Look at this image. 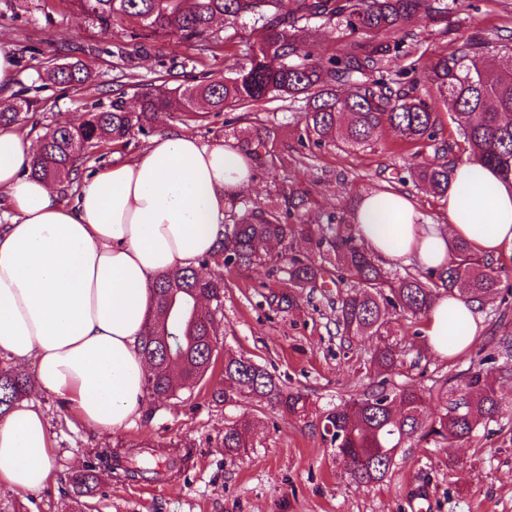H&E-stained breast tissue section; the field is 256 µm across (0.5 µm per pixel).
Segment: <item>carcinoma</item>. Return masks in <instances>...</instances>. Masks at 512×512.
I'll return each instance as SVG.
<instances>
[{"label":"carcinoma","instance_id":"1","mask_svg":"<svg viewBox=\"0 0 512 512\" xmlns=\"http://www.w3.org/2000/svg\"><path fill=\"white\" fill-rule=\"evenodd\" d=\"M74 9L93 22L108 26L114 18L137 21L148 33L161 31L204 53L224 48L214 29L216 19L248 21L261 31L245 64L226 67L221 80H201L191 85L150 87L133 102L121 93L109 105L94 102L78 126L57 122L43 136L39 152L30 163L33 177L58 184L66 192L82 167L105 147L120 153L137 135L153 133L158 112L185 124L200 116L203 103L214 114L242 110L252 123L242 149L251 156L275 162L278 131L260 119L258 111L273 101L302 104L299 138L321 146L333 143L346 149L372 146L378 133L389 129L403 142L416 144L437 138L440 118L416 86L387 76L399 44L390 35L417 14L445 21L447 0H70ZM334 21L351 33L369 37L365 45H351L327 60L314 55L298 38L309 23ZM483 40L470 41L441 53L430 67L429 81L453 110L452 120L462 131L474 159L512 175V69L491 72L481 67ZM47 79L82 86L91 72L81 61H67L45 70ZM31 102L19 99L0 104V126L22 128L29 119ZM452 165L419 164L410 171L416 183L444 197ZM307 191L284 181L277 196L284 208L230 201L224 239L199 264L214 263L227 270L263 266L273 260L268 244L288 245L296 232L309 224H286L282 211L293 214L303 205ZM315 244L333 257L340 281L353 282L339 301L336 325L348 336H368L376 346L370 371L373 381L362 397L322 415L321 437L351 481L358 485L382 482L407 443L439 437L466 442L512 409V401L489 382L485 365L496 359L512 361V336L491 340L492 353L471 362L468 369L443 380L438 388L442 402L433 417L426 413L423 390L392 380L404 365V354L391 342L394 317L428 314L443 293L464 298H490L501 291L503 267L464 242L455 245L448 264L437 269L405 271L391 275L364 244L353 226L333 216L318 224ZM324 267L298 257L288 258V290L274 295L277 306L297 305L298 290L313 287ZM224 301V275L205 277L194 268H177L155 285L153 310L148 318L141 353L151 366L145 388L156 399L177 396L193 387L212 367V345L218 335L217 312ZM224 388L215 391L217 403L237 400L265 403L290 415L304 416L307 398L275 380L263 366L243 356L224 355ZM29 378L0 371V417L28 394ZM250 447L249 430L239 421L224 423V455L235 459ZM123 478L160 479L175 464L154 457L148 442L139 444L121 466ZM96 466L87 465L71 477L82 496L93 494Z\"/></svg>","mask_w":512,"mask_h":512}]
</instances>
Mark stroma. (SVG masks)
<instances>
[{
  "instance_id": "obj_1",
  "label": "stroma",
  "mask_w": 512,
  "mask_h": 512,
  "mask_svg": "<svg viewBox=\"0 0 512 512\" xmlns=\"http://www.w3.org/2000/svg\"><path fill=\"white\" fill-rule=\"evenodd\" d=\"M136 23L116 19L111 26L93 24L76 12L70 0H28L26 9L0 0V38L15 49L17 76L10 96L34 100L27 131L40 139L55 122L80 116L87 104L112 90L121 75L131 79L124 91L134 97L141 85L176 87L204 76L222 78L227 58L246 62L259 37L251 24L222 23L224 51L197 56L175 37L160 34L139 48L132 34ZM412 56L397 59L394 69H407V79L425 92L438 112L442 129L436 141L412 146L382 132L365 150H341L335 145L301 147L300 104L272 102L261 116L280 131L278 158L269 164L253 161L255 179L241 199L273 205L276 188L290 180L308 190L309 203L291 216V223L317 222L335 213L350 218L364 193L384 186L412 196L423 222L443 224L446 208L441 199L408 179L417 163L440 161L444 142L455 145L453 159L469 153L459 146L460 135L449 118V108L428 81L431 62L444 50L475 36L486 43L480 63L502 69L512 62V0H456L447 24L416 17L404 30ZM301 39L322 58L338 54L345 45L361 40L336 25L318 21L306 27ZM64 58L82 60L92 71V83L76 88L39 78L38 73ZM251 128L238 112L226 111L189 122L186 131L202 141L243 142ZM506 271L502 286L507 300L491 299L481 307L477 339L466 353L441 357L427 346L425 320L399 318L392 339L408 350V362L396 374L397 382H412L424 389L428 414L439 401L431 389L435 380L468 367L471 358L489 350L491 338L512 335V251L499 255ZM287 261L277 272L255 266L225 273L224 319L219 326L214 368L190 391L178 398H146L141 418L129 428L102 434L81 424L68 406L52 392L38 390L34 399L50 419L56 450L54 476L38 492L21 495L0 484V512H72L71 474L83 470L95 450L151 440L164 453L186 448L188 463L161 482H118L103 469L86 512H512V423L500 421L491 433H479L470 442L447 445L425 439L399 453L384 481L358 486L350 482L333 451L320 435L319 417L340 400L362 394L375 348L365 336H344L336 329V300L349 285L326 281L321 288H304L295 307L270 305L271 293L280 291L287 277ZM244 355L264 365L293 390L308 397V412L294 417L266 405L215 403L222 388L225 351ZM235 418L251 424L252 446L239 458L224 455V421ZM430 491L414 499L416 489Z\"/></svg>"
}]
</instances>
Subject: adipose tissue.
<instances>
[{
    "label": "adipose tissue",
    "mask_w": 512,
    "mask_h": 512,
    "mask_svg": "<svg viewBox=\"0 0 512 512\" xmlns=\"http://www.w3.org/2000/svg\"><path fill=\"white\" fill-rule=\"evenodd\" d=\"M35 148L0 127V352L32 365L38 388L61 397L89 428L115 432L143 413L141 341L153 288L195 266L224 236L228 203L252 179L234 143L172 132L114 162L77 189L32 177ZM448 221L424 224L408 194L374 189L358 203V236L383 262L442 266L455 243L496 256L512 248V178L465 160L451 173ZM479 302L441 295L427 314V345L444 357L470 348ZM55 450L39 404L0 420V483L43 488Z\"/></svg>",
    "instance_id": "obj_1"
}]
</instances>
